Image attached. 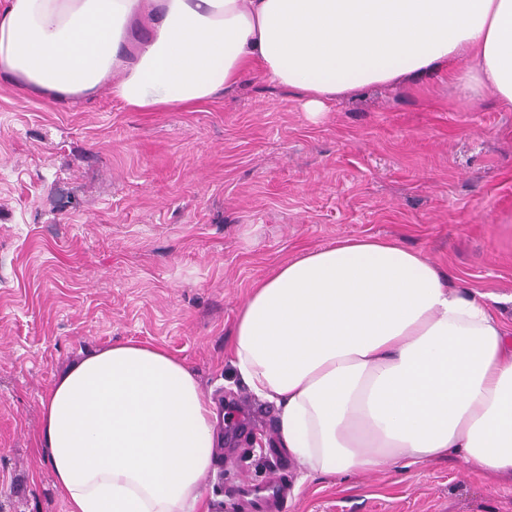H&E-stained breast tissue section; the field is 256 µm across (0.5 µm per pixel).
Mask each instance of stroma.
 <instances>
[{
	"mask_svg": "<svg viewBox=\"0 0 512 512\" xmlns=\"http://www.w3.org/2000/svg\"><path fill=\"white\" fill-rule=\"evenodd\" d=\"M464 68L360 90L315 119L257 74L177 112L0 82V512H67L37 446L41 399L86 352L128 340L233 404L243 431L217 451L208 512H248L241 486L277 473L300 487L277 512H512V478L458 458L298 483L274 406L226 357L257 281L348 237L423 251L451 285L495 295L512 327V111L488 91L462 97Z\"/></svg>",
	"mask_w": 512,
	"mask_h": 512,
	"instance_id": "35a3bbf8",
	"label": "stroma"
}]
</instances>
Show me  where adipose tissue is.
<instances>
[{"mask_svg":"<svg viewBox=\"0 0 512 512\" xmlns=\"http://www.w3.org/2000/svg\"><path fill=\"white\" fill-rule=\"evenodd\" d=\"M147 34H140V27ZM462 94L512 108V0H7L0 80L52 101L104 87L131 112L212 101L243 75L328 101L451 61ZM484 293L423 252L344 238L253 285L228 359L277 409L301 478L454 455L512 475V343ZM68 512H207L218 403L162 347L97 349L41 402Z\"/></svg>","mask_w":512,"mask_h":512,"instance_id":"1","label":"adipose tissue"}]
</instances>
